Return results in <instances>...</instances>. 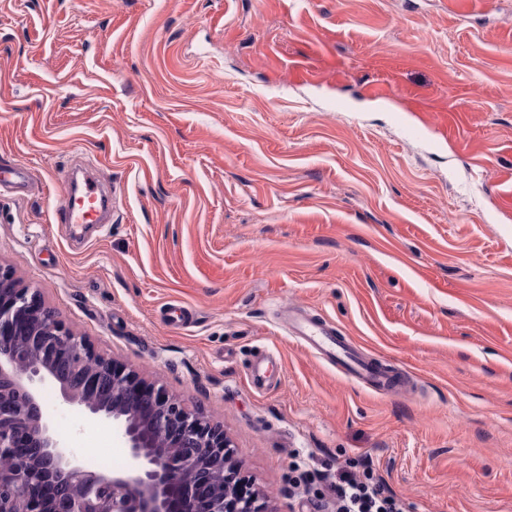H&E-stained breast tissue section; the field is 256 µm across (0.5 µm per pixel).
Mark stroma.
<instances>
[{"label": "stroma", "instance_id": "obj_1", "mask_svg": "<svg viewBox=\"0 0 512 512\" xmlns=\"http://www.w3.org/2000/svg\"><path fill=\"white\" fill-rule=\"evenodd\" d=\"M75 163L112 189L78 237L55 215ZM16 167L0 266L220 423L271 512H333L298 464L365 458L406 512H512V0H0ZM287 306L406 389L321 361ZM44 401L126 466L117 427Z\"/></svg>", "mask_w": 512, "mask_h": 512}]
</instances>
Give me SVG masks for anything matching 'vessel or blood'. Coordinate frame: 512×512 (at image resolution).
<instances>
[{
	"label": "vessel or blood",
	"mask_w": 512,
	"mask_h": 512,
	"mask_svg": "<svg viewBox=\"0 0 512 512\" xmlns=\"http://www.w3.org/2000/svg\"><path fill=\"white\" fill-rule=\"evenodd\" d=\"M106 209L107 202L97 187L77 184L70 175H63L58 194L61 223L99 224L104 220ZM288 334L360 386L373 390L392 388L393 382L386 372L375 368L359 349L341 338L334 326L310 313L299 312L292 316Z\"/></svg>",
	"instance_id": "1"
}]
</instances>
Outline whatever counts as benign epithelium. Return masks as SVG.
<instances>
[{
  "label": "benign epithelium",
  "mask_w": 512,
  "mask_h": 512,
  "mask_svg": "<svg viewBox=\"0 0 512 512\" xmlns=\"http://www.w3.org/2000/svg\"><path fill=\"white\" fill-rule=\"evenodd\" d=\"M123 423L128 463L87 469L43 404ZM0 512H270L223 427L96 353L0 266Z\"/></svg>",
  "instance_id": "obj_1"
}]
</instances>
